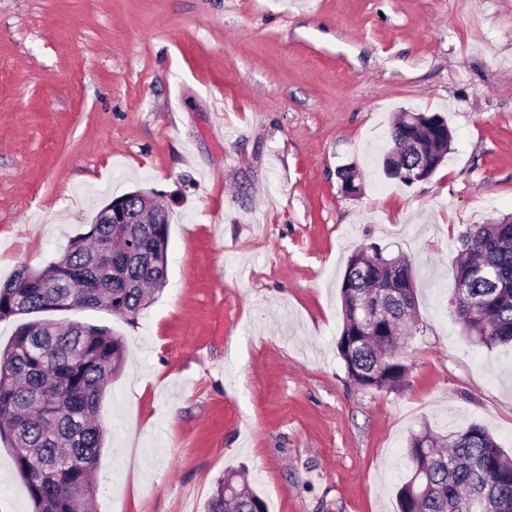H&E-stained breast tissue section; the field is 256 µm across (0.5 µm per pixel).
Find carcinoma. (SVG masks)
<instances>
[{
  "label": "carcinoma",
  "mask_w": 512,
  "mask_h": 512,
  "mask_svg": "<svg viewBox=\"0 0 512 512\" xmlns=\"http://www.w3.org/2000/svg\"><path fill=\"white\" fill-rule=\"evenodd\" d=\"M404 112L392 124L391 151L406 134ZM445 119L421 113L419 136L447 154ZM455 277L468 288L455 298L471 301L472 318L458 322L473 343L492 349L512 345V217L475 224L460 236ZM120 247L111 224H91L45 267L17 269L0 283V320L22 315L11 342L0 352V438L8 439L17 471L34 512H89L93 473L104 441L98 413L103 392L124 352L122 337L105 326L45 317L74 308L104 309L132 321L160 289L149 271L136 268L141 288L112 281L113 250ZM365 276L354 277L356 268ZM413 266L403 254L388 255L376 244L355 252L341 283L342 330L337 350L348 376L359 386L399 389L410 369L402 354L407 326L416 314ZM371 311L362 318V308ZM411 476L397 491L399 512H471L484 499L491 512H512V458L481 425L471 424L443 439L425 428L411 437ZM207 512H268L249 486L227 475Z\"/></svg>",
  "instance_id": "1"
}]
</instances>
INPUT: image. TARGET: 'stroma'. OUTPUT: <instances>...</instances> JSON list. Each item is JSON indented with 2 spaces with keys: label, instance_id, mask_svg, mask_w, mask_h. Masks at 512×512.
<instances>
[{
  "label": "stroma",
  "instance_id": "stroma-1",
  "mask_svg": "<svg viewBox=\"0 0 512 512\" xmlns=\"http://www.w3.org/2000/svg\"><path fill=\"white\" fill-rule=\"evenodd\" d=\"M402 109L453 131L410 185L380 167ZM137 189L170 213L164 288L130 323L63 314L126 345L95 512H204L228 470L268 512H397L426 426L512 456V348L470 344L450 304L460 235L512 213V0H0V282ZM373 242L415 270L391 392L337 351ZM0 512H33L3 439Z\"/></svg>",
  "mask_w": 512,
  "mask_h": 512
}]
</instances>
